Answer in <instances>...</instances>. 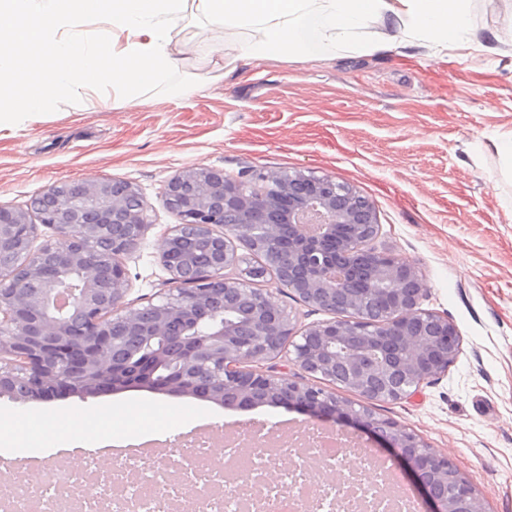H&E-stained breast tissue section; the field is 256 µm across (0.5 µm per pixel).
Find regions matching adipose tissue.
<instances>
[{"label": "adipose tissue", "instance_id": "adipose-tissue-1", "mask_svg": "<svg viewBox=\"0 0 512 512\" xmlns=\"http://www.w3.org/2000/svg\"><path fill=\"white\" fill-rule=\"evenodd\" d=\"M469 0H0V130L98 97L140 106L168 73L210 42L240 38L205 81L237 62L285 61L315 50L359 55L423 40L464 42ZM111 58L104 71L103 58Z\"/></svg>", "mask_w": 512, "mask_h": 512}]
</instances>
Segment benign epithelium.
<instances>
[{"instance_id": "benign-epithelium-1", "label": "benign epithelium", "mask_w": 512, "mask_h": 512, "mask_svg": "<svg viewBox=\"0 0 512 512\" xmlns=\"http://www.w3.org/2000/svg\"><path fill=\"white\" fill-rule=\"evenodd\" d=\"M259 181L278 190L260 191ZM163 202L179 220L159 254L168 293L142 308L125 303L122 261L152 227L134 185L61 183L36 194L31 210L56 233L40 246L29 212L0 207V395L50 401L147 388L224 406L288 404L345 421L388 453L427 512H485L448 456L399 424L334 389L252 368L290 342L305 373L377 401L402 400L448 373L458 330L422 308L428 288L415 265L372 245L380 225L369 200L330 177L189 167L167 182ZM256 228L278 286L331 318L297 332L270 294L225 274L239 262L232 242L247 243ZM120 349L146 350L151 370L130 380ZM450 477L452 492L437 494Z\"/></svg>"}]
</instances>
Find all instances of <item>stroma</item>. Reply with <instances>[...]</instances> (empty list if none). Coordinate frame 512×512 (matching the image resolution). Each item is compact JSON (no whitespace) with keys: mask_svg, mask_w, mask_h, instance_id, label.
<instances>
[{"mask_svg":"<svg viewBox=\"0 0 512 512\" xmlns=\"http://www.w3.org/2000/svg\"><path fill=\"white\" fill-rule=\"evenodd\" d=\"M470 17V48L444 57L420 41L367 56H295L242 65L172 96L188 73H203L195 63L172 71L141 106L63 101L52 114L0 130V207L26 208L62 182L132 183L151 206V229L123 258L126 300L143 307L161 301L169 277L159 253L176 218L162 193L180 170L299 171L350 183L376 210L375 248L419 268L429 287L424 308L462 336L447 375L370 409L448 455L486 512H512V179L492 146L512 131V0H472ZM493 30L500 41L480 50ZM254 286L296 328L326 318L273 278ZM156 404L168 423L144 430L162 440L245 421L284 430L310 421L285 405L237 410L144 389L23 404L0 396V415L44 426L25 446L0 447V458L24 459L25 479L43 457L70 468L96 448L109 463L105 439L121 445L126 436L88 428L90 414Z\"/></svg>","mask_w":512,"mask_h":512,"instance_id":"1","label":"stroma"}]
</instances>
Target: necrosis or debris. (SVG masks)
<instances>
[{"mask_svg": "<svg viewBox=\"0 0 512 512\" xmlns=\"http://www.w3.org/2000/svg\"><path fill=\"white\" fill-rule=\"evenodd\" d=\"M324 466L337 473L333 484L310 482L295 448H276L270 431L242 426L224 442V462L212 464L208 438L178 449L175 456L138 452L116 456L102 467L87 454L79 468L60 475L53 462L42 465L40 485L14 474H0V512H419L405 474L380 459L374 449L360 448L359 470L344 472L346 443L324 432L309 436ZM292 465L279 467L281 455ZM178 467L181 478L171 481ZM369 483H361V475Z\"/></svg>", "mask_w": 512, "mask_h": 512, "instance_id": "1", "label": "necrosis or debris"}]
</instances>
